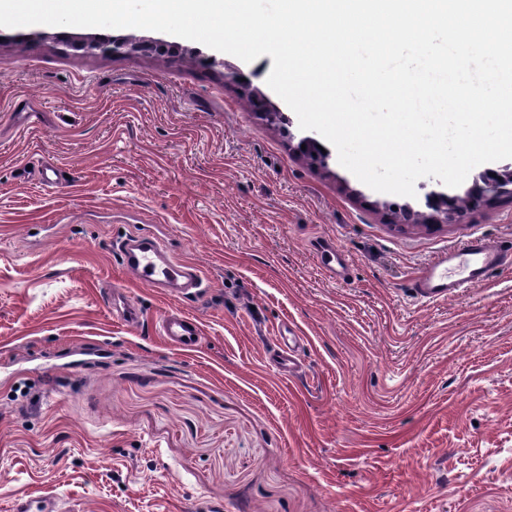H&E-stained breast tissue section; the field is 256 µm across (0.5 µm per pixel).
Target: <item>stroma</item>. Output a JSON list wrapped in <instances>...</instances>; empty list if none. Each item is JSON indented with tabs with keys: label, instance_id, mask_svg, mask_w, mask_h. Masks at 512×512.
Returning a JSON list of instances; mask_svg holds the SVG:
<instances>
[{
	"label": "stroma",
	"instance_id": "35a3bbf8",
	"mask_svg": "<svg viewBox=\"0 0 512 512\" xmlns=\"http://www.w3.org/2000/svg\"><path fill=\"white\" fill-rule=\"evenodd\" d=\"M54 32L0 46V512H512V267L412 287L468 240L511 244L512 200L393 227L386 194L247 110L245 81L288 109L270 56H81ZM144 232L210 284L184 306L196 351L158 333L174 300L118 265L113 239Z\"/></svg>",
	"mask_w": 512,
	"mask_h": 512
}]
</instances>
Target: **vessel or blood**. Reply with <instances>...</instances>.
I'll list each match as a JSON object with an SVG mask.
<instances>
[{"label": "vessel or blood", "instance_id": "vessel-or-blood-1", "mask_svg": "<svg viewBox=\"0 0 512 512\" xmlns=\"http://www.w3.org/2000/svg\"><path fill=\"white\" fill-rule=\"evenodd\" d=\"M124 274L133 282L151 288L170 299L192 301L203 294L200 269L176 259L167 242L154 236H126L112 242ZM512 265V247L473 239L430 261L413 283L418 296L435 300L459 288L484 283L491 272ZM159 333L175 349L196 350L203 331L189 313L171 308L160 318Z\"/></svg>", "mask_w": 512, "mask_h": 512}]
</instances>
